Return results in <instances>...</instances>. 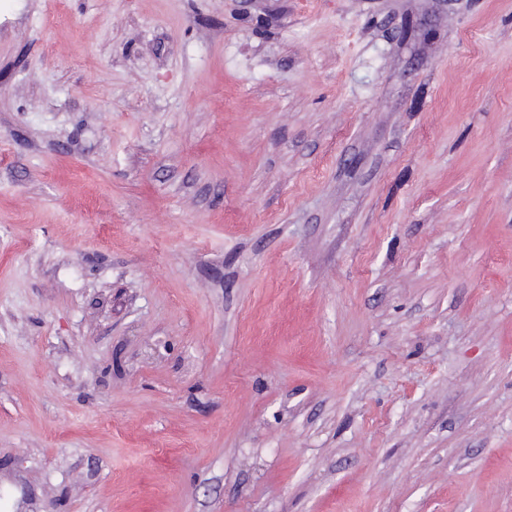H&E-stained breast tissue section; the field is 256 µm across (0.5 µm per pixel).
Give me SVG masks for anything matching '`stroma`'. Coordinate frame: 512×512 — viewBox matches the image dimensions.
<instances>
[{
	"instance_id": "35a3bbf8",
	"label": "stroma",
	"mask_w": 512,
	"mask_h": 512,
	"mask_svg": "<svg viewBox=\"0 0 512 512\" xmlns=\"http://www.w3.org/2000/svg\"><path fill=\"white\" fill-rule=\"evenodd\" d=\"M0 512H512V0H0Z\"/></svg>"
}]
</instances>
